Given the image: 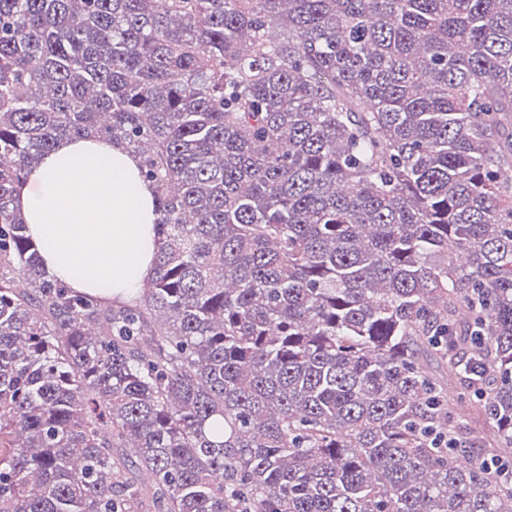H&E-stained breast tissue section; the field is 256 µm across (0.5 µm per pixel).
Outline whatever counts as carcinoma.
<instances>
[{"instance_id":"1","label":"carcinoma","mask_w":512,"mask_h":512,"mask_svg":"<svg viewBox=\"0 0 512 512\" xmlns=\"http://www.w3.org/2000/svg\"><path fill=\"white\" fill-rule=\"evenodd\" d=\"M85 137L154 185L133 304L17 208ZM508 463L512 0H0V512H512Z\"/></svg>"}]
</instances>
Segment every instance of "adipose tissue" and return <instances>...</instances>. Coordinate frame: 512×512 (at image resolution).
<instances>
[{"label":"adipose tissue","mask_w":512,"mask_h":512,"mask_svg":"<svg viewBox=\"0 0 512 512\" xmlns=\"http://www.w3.org/2000/svg\"><path fill=\"white\" fill-rule=\"evenodd\" d=\"M18 207L45 268L74 291L138 298L153 278L156 200L126 146L65 139L28 175Z\"/></svg>","instance_id":"1"}]
</instances>
